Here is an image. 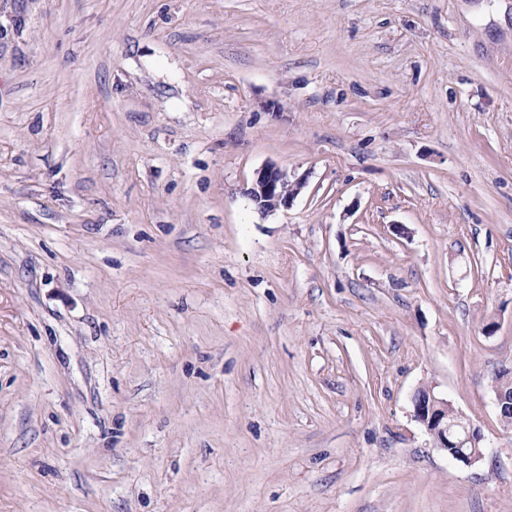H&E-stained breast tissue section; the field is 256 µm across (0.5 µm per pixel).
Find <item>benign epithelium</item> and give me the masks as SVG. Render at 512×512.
<instances>
[{
    "label": "benign epithelium",
    "mask_w": 512,
    "mask_h": 512,
    "mask_svg": "<svg viewBox=\"0 0 512 512\" xmlns=\"http://www.w3.org/2000/svg\"><path fill=\"white\" fill-rule=\"evenodd\" d=\"M304 183L292 181L288 173L276 165H267L254 174L246 194L263 214H271L290 206L301 192ZM414 418L433 438L435 448L452 460L465 466L479 462L483 457L482 436L468 425L456 432L448 424V401L427 389V396L413 400Z\"/></svg>",
    "instance_id": "benign-epithelium-1"
}]
</instances>
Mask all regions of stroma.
Returning a JSON list of instances; mask_svg holds the SVG:
<instances>
[{
  "label": "stroma",
  "instance_id": "1",
  "mask_svg": "<svg viewBox=\"0 0 512 512\" xmlns=\"http://www.w3.org/2000/svg\"><path fill=\"white\" fill-rule=\"evenodd\" d=\"M504 368L512 0H0V512H512ZM303 186L301 181H291L282 168L267 165L255 172L246 194L257 210L267 215L288 208ZM419 392L417 396H426L423 389H419ZM413 406L415 419L433 438L435 448L466 466H472L482 459V436L476 429L470 424L465 426L463 432L450 428L448 420L453 418L455 412L448 405V400L436 397L428 388L426 397H413Z\"/></svg>",
  "mask_w": 512,
  "mask_h": 512
}]
</instances>
